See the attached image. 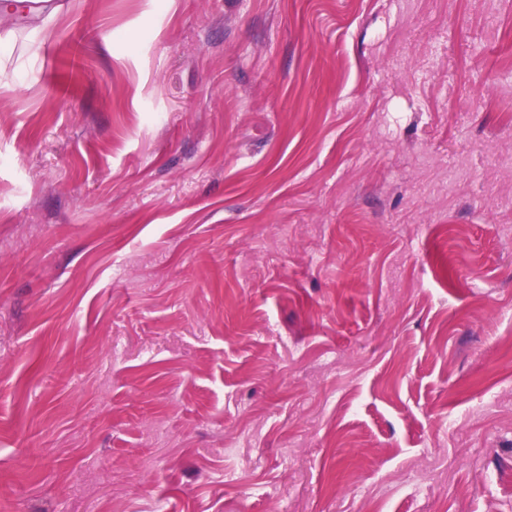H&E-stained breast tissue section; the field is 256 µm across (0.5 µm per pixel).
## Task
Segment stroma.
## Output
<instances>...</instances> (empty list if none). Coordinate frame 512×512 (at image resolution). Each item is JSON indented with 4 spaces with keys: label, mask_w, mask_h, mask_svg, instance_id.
Wrapping results in <instances>:
<instances>
[{
    "label": "stroma",
    "mask_w": 512,
    "mask_h": 512,
    "mask_svg": "<svg viewBox=\"0 0 512 512\" xmlns=\"http://www.w3.org/2000/svg\"><path fill=\"white\" fill-rule=\"evenodd\" d=\"M0 28V512H512V0H61Z\"/></svg>",
    "instance_id": "obj_1"
}]
</instances>
